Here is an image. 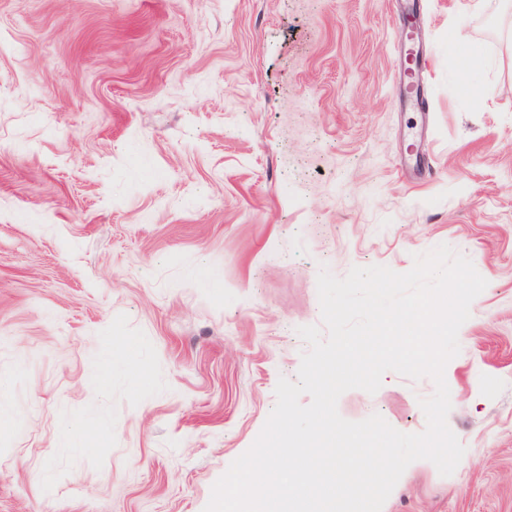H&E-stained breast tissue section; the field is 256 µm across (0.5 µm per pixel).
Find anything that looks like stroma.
I'll return each instance as SVG.
<instances>
[{"instance_id": "obj_1", "label": "stroma", "mask_w": 512, "mask_h": 512, "mask_svg": "<svg viewBox=\"0 0 512 512\" xmlns=\"http://www.w3.org/2000/svg\"><path fill=\"white\" fill-rule=\"evenodd\" d=\"M442 244L488 282L445 368L466 451L382 512H512V0H0V512H204L320 268ZM434 391L338 411L419 433Z\"/></svg>"}]
</instances>
